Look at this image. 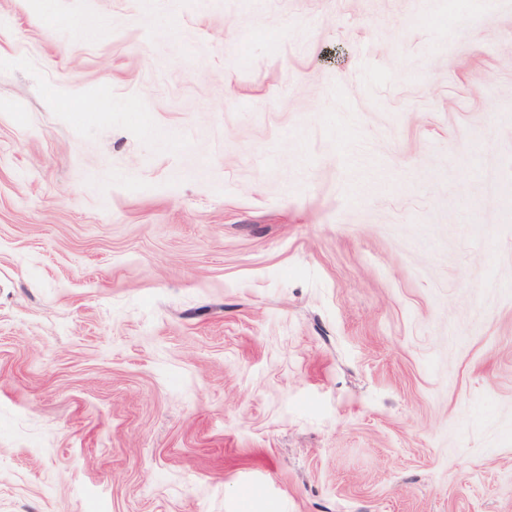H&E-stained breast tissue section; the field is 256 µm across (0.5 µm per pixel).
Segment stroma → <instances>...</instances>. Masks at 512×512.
<instances>
[{"label": "stroma", "instance_id": "1", "mask_svg": "<svg viewBox=\"0 0 512 512\" xmlns=\"http://www.w3.org/2000/svg\"><path fill=\"white\" fill-rule=\"evenodd\" d=\"M0 512H512V0H0Z\"/></svg>", "mask_w": 512, "mask_h": 512}]
</instances>
